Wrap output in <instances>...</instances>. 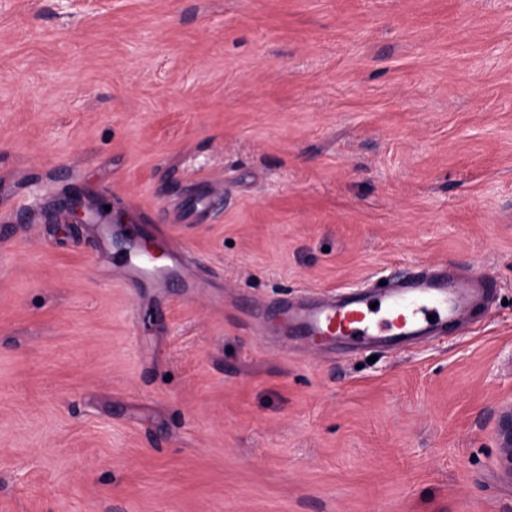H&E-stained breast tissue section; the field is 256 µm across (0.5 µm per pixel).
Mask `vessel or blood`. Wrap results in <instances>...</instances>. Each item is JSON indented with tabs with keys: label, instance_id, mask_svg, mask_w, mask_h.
<instances>
[{
	"label": "vessel or blood",
	"instance_id": "vessel-or-blood-1",
	"mask_svg": "<svg viewBox=\"0 0 512 512\" xmlns=\"http://www.w3.org/2000/svg\"><path fill=\"white\" fill-rule=\"evenodd\" d=\"M487 285L478 274L452 281L444 272L418 271L375 295L356 293L289 312L288 329L297 339L322 347L339 340L395 344L427 335L438 324L461 322L472 291Z\"/></svg>",
	"mask_w": 512,
	"mask_h": 512
}]
</instances>
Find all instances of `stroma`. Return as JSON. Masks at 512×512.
<instances>
[{
	"label": "stroma",
	"instance_id": "stroma-1",
	"mask_svg": "<svg viewBox=\"0 0 512 512\" xmlns=\"http://www.w3.org/2000/svg\"><path fill=\"white\" fill-rule=\"evenodd\" d=\"M444 261L463 327L284 332ZM511 406L512 0H0V512H512ZM501 444V463L505 474L512 479V408L502 412L499 420Z\"/></svg>",
	"mask_w": 512,
	"mask_h": 512
}]
</instances>
